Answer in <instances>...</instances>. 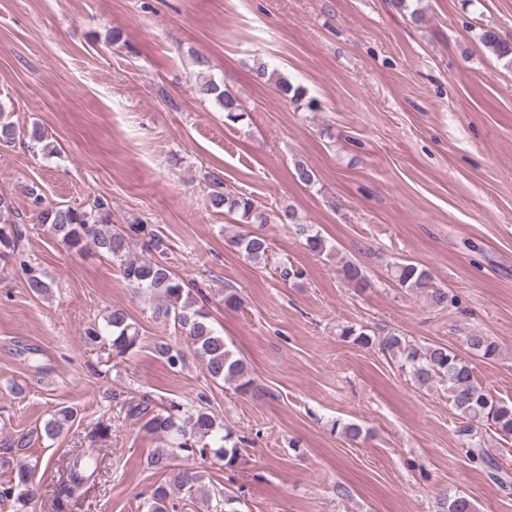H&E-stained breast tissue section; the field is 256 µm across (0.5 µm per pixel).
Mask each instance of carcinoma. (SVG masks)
Instances as JSON below:
<instances>
[{
    "label": "carcinoma",
    "instance_id": "1",
    "mask_svg": "<svg viewBox=\"0 0 512 512\" xmlns=\"http://www.w3.org/2000/svg\"><path fill=\"white\" fill-rule=\"evenodd\" d=\"M483 45L497 58L512 64V39L502 36L497 30L488 28L480 33ZM198 91L211 96L222 108L224 119L235 123L242 117V105L237 97L212 80L200 84ZM29 142L47 153L56 152V146L47 141L44 129L37 123L27 130ZM211 191L209 207L215 213L236 214L244 224H266L268 215L258 202L245 194L232 195L224 190V175L211 172L208 175ZM30 208L36 223L44 227L61 245L69 250L83 251L93 243L103 255L112 259L121 277L135 290L156 296L159 302L154 308V317L171 322L181 329L187 342L201 358L207 375L215 382L236 383L240 394H247L253 387V379L246 363L235 356L224 336L218 333L204 307L198 302H207L203 292L193 297L192 289L184 280L173 274L163 263L153 259H141L131 254L129 243L133 237L143 236L148 245L160 256L166 254L167 241L148 224L139 220L133 224L112 223V211L107 199L99 197L88 208L63 206L48 201L36 188L29 192ZM12 203L0 196V258L15 259L26 277L29 290L42 296L50 286L37 273L29 261L16 256L18 242L25 229L22 224L10 219ZM282 224H292L296 234L305 239V245L314 254H330L331 248L320 234L314 233L308 224L296 222L295 213L284 210L279 216ZM230 245L246 259L258 261L269 256L270 243L259 234L238 233L230 238ZM391 277L398 288L406 293H422L429 305L440 310H451L458 305V297L447 288L433 286L432 273L425 266L410 260L392 263ZM338 336L350 344L376 350L396 359L400 370L406 372L413 382L431 388L443 386L448 392L451 408L459 417L457 433L467 448L472 460L487 461L481 446L482 435L478 429L486 426L501 436H512V404L498 399L494 393L479 384L473 373L470 360L458 351L443 344L417 345L396 333L383 336L365 325L342 324ZM86 340L108 342L112 354L123 358L135 351L140 342L139 328L129 313L122 307H114L104 317L101 327H89ZM467 350L486 360L498 355L499 346L487 336L474 333L466 337ZM154 350L171 368L183 364L182 351L167 343H158ZM125 416L149 434L164 438L165 445L154 449L152 463L169 471L170 483L179 489L191 490L202 480V474L189 467L180 468L173 461L180 455L212 459L224 463V468L234 469L242 460L244 440L233 439L224 424L216 421L202 405L183 407L176 401L157 406L149 398L137 403H128ZM73 419V410L58 408L44 424V434L50 439L58 438ZM109 426L98 424L87 435L88 447L68 462L63 469L58 489V499L76 500L87 491L88 484L98 475L101 460L96 448L97 439L107 435ZM34 471L28 466L17 470L14 482L0 488V501L12 502L18 512L35 497ZM175 504L170 502V493L164 486L155 489L149 512H171ZM439 512H475L474 503L466 496L445 494Z\"/></svg>",
    "mask_w": 512,
    "mask_h": 512
}]
</instances>
